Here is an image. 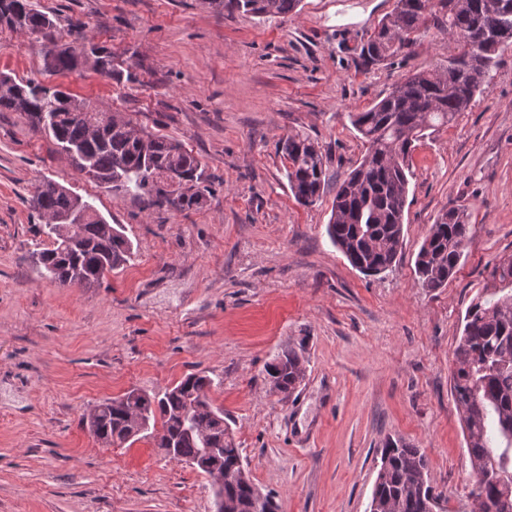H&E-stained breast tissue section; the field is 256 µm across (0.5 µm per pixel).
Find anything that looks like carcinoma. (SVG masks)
<instances>
[{"label":"carcinoma","instance_id":"obj_1","mask_svg":"<svg viewBox=\"0 0 512 512\" xmlns=\"http://www.w3.org/2000/svg\"><path fill=\"white\" fill-rule=\"evenodd\" d=\"M300 0H205L215 12H242L280 17ZM396 0L377 33L362 45L369 64L385 61L415 43L428 20H442L457 52L430 71H409L397 88L363 112L349 114L366 151L337 187L327 233L349 263L365 275L393 267L399 254L409 183V157L414 143L450 125L475 96L483 93L499 58L512 49V0ZM10 29L48 36L55 21L36 9L33 0H0V17ZM77 56L63 50L44 58L51 72L88 67L108 77L122 75L112 52L83 40ZM73 97L58 85L37 79L17 80L0 74V112H18L33 127L52 137L75 167L97 181L112 180V192L137 197L147 207L175 210L200 208L210 192L205 165L180 142L156 135L118 113L100 130L93 126L101 111L84 102V113L71 109ZM287 160L288 185L296 200L309 205L325 189L321 148L308 135L291 134L278 142ZM166 169L182 179L163 191L154 174ZM75 194L45 180L31 199L47 217L50 246L35 253L37 263L61 285L92 288L134 257L131 240L120 224H111L86 205L82 224H68ZM469 224L464 211L450 208L438 215L417 254L421 286L434 290L448 284L465 259ZM490 276L499 288L478 296L468 307L455 349L451 393L464 421L473 471L495 458L497 468L475 482L470 496L474 512H512V256L496 263ZM267 374L273 391L290 395L302 382L306 365L295 349L277 357ZM212 379L191 373L161 394L135 389L107 398L81 418L102 445H122L137 438L151 440L165 458L191 466L206 448L221 449L224 469L234 475L224 484V499L241 512H278L274 499L261 491L244 468L240 448L228 432L224 410L209 396ZM377 472L368 512H429L433 493L426 453L401 439L387 438L378 449Z\"/></svg>","mask_w":512,"mask_h":512}]
</instances>
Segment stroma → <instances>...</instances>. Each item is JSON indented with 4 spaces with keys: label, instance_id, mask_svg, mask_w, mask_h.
Wrapping results in <instances>:
<instances>
[{
    "label": "stroma",
    "instance_id": "obj_1",
    "mask_svg": "<svg viewBox=\"0 0 512 512\" xmlns=\"http://www.w3.org/2000/svg\"><path fill=\"white\" fill-rule=\"evenodd\" d=\"M105 45L133 80L44 68L41 36L0 28V73L36 78L182 142L211 177L203 207L148 208L80 173L52 138L0 112V512H215L209 480L145 439L106 448L86 409L137 388L210 376L254 483L279 512H367L387 436L424 449L443 512H473L475 482L450 392L467 307L512 255V52L486 91L412 154L393 270L366 276L331 243L336 186L364 153L349 115L409 70L454 52L439 25L390 60L360 45L394 0H301L295 14L216 13L203 0H36ZM324 156L325 192L299 204L279 138ZM54 180L122 225L130 264L95 288L62 286L33 254L47 247L30 204ZM469 216L466 258L446 287L414 271L431 224ZM295 348L306 376L275 393L266 367Z\"/></svg>",
    "mask_w": 512,
    "mask_h": 512
}]
</instances>
